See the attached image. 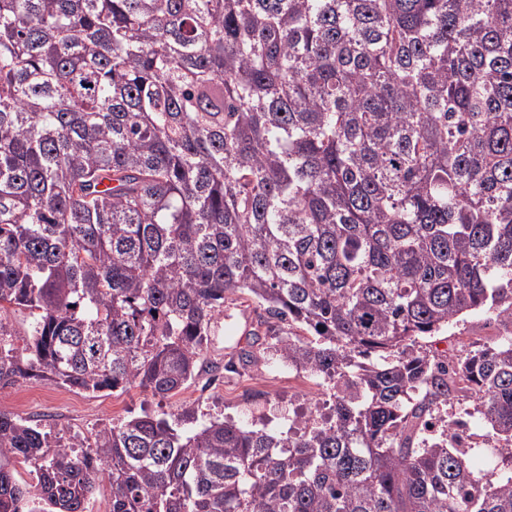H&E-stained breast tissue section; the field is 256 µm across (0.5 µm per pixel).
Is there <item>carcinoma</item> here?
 Instances as JSON below:
<instances>
[{
	"instance_id": "obj_1",
	"label": "carcinoma",
	"mask_w": 512,
	"mask_h": 512,
	"mask_svg": "<svg viewBox=\"0 0 512 512\" xmlns=\"http://www.w3.org/2000/svg\"><path fill=\"white\" fill-rule=\"evenodd\" d=\"M243 297L328 413L1 411L0 512H512V336L423 344L512 318V0H0V388L172 397ZM466 400L484 472L421 435ZM465 322L451 325L440 336L429 339L427 345L437 346L440 350L450 348L461 354L469 349L471 341L479 339L481 343L494 345L504 336H512V323L504 322L496 316V312L487 309L464 318ZM461 351V352H460ZM9 330L14 335V343L17 347H21L26 343L30 336H26L30 331V317L28 311L21 310L12 312L8 319Z\"/></svg>"
}]
</instances>
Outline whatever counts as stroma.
Returning a JSON list of instances; mask_svg holds the SVG:
<instances>
[{"instance_id": "obj_1", "label": "stroma", "mask_w": 512, "mask_h": 512, "mask_svg": "<svg viewBox=\"0 0 512 512\" xmlns=\"http://www.w3.org/2000/svg\"><path fill=\"white\" fill-rule=\"evenodd\" d=\"M256 328L252 303L238 300L229 317H217L204 355L224 365L248 350L253 362L234 372L222 368L213 375L199 373L171 398L152 396L136 386L122 392L92 393L27 379L0 388V410L37 421L53 438L63 441L75 434L91 437L103 425L145 413L181 416V426L187 430L214 418H230L239 425L274 433L286 417L308 415L315 402L329 400L331 391L320 378L268 359V338L257 334ZM505 336H512V323L483 310L449 326L432 343L462 352L473 340L492 345Z\"/></svg>"}]
</instances>
